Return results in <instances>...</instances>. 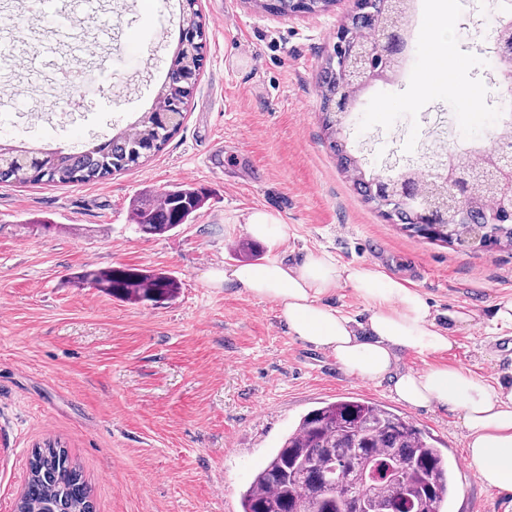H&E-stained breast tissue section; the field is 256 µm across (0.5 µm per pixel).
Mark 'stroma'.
<instances>
[{"instance_id": "1", "label": "stroma", "mask_w": 512, "mask_h": 512, "mask_svg": "<svg viewBox=\"0 0 512 512\" xmlns=\"http://www.w3.org/2000/svg\"><path fill=\"white\" fill-rule=\"evenodd\" d=\"M414 63L400 82L363 93L350 142L368 140L364 168L417 155L435 124L454 146L492 127L497 62L487 49L497 17L489 0H418ZM207 43L180 130L138 166L88 184L0 183V512H13L35 448H65L91 488L95 512H239L241 492L307 411L357 395L389 405L448 448L451 512H512L468 461L457 413L394 398L386 385L346 376L329 354L290 336L278 305L225 287L246 264L254 211L283 224L284 242H252L262 260L326 250L406 280L438 311L470 313L443 362L487 379L512 370L481 325L512 298V250L478 239L446 244L401 229L359 194L322 124L319 74L354 0L287 16L256 0H197ZM448 17L450 82L418 91L427 37ZM182 0H98L70 26L92 47L73 63L39 0H0V23L23 53L57 45L39 79L0 72V141L76 151L152 111L179 39ZM77 75L68 105L45 86ZM484 94L473 124L467 92ZM205 189L194 221L161 236L139 232L132 205L168 186ZM50 228H43V221ZM128 265L164 271L180 288L159 304H129L71 278Z\"/></svg>"}]
</instances>
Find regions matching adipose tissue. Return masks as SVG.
I'll return each mask as SVG.
<instances>
[{"mask_svg":"<svg viewBox=\"0 0 512 512\" xmlns=\"http://www.w3.org/2000/svg\"><path fill=\"white\" fill-rule=\"evenodd\" d=\"M225 285L276 302L290 335L332 355L341 370L363 381L388 383L401 402L459 413L468 458L481 482L512 492V383L490 382L461 365L432 363L417 371L404 354H443L453 349L458 325L470 315L452 312L440 322L425 294L406 281L352 264L328 252H309L291 263L271 260L234 268ZM351 289L367 311L342 313L327 298Z\"/></svg>","mask_w":512,"mask_h":512,"instance_id":"1","label":"adipose tissue"}]
</instances>
